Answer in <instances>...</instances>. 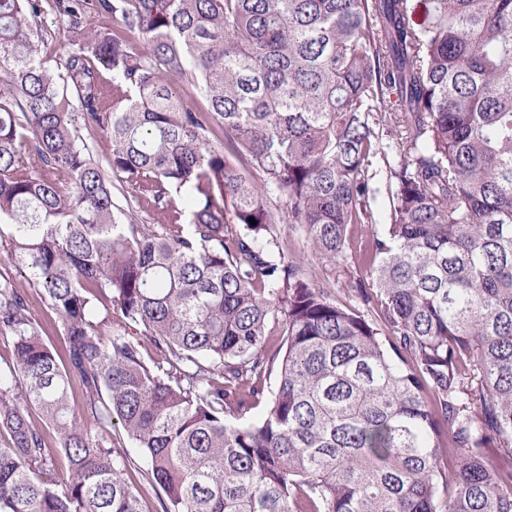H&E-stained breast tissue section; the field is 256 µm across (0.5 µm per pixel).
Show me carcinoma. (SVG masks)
Returning <instances> with one entry per match:
<instances>
[{
  "label": "carcinoma",
  "mask_w": 512,
  "mask_h": 512,
  "mask_svg": "<svg viewBox=\"0 0 512 512\" xmlns=\"http://www.w3.org/2000/svg\"><path fill=\"white\" fill-rule=\"evenodd\" d=\"M54 8L53 72L43 0H0L4 252L62 337L0 273V512H144L117 423L162 512H512V0ZM281 222L354 254L368 313L286 258ZM47 1V2H46ZM45 25L51 31L54 36V41L49 42L50 46L48 47L47 52L44 50L42 53L44 59L46 60V65L50 68L56 69L55 60L57 59V54L63 52L67 46L68 42L66 39V28L65 24L56 11L52 10L48 4L53 7V0H45ZM81 134L83 141L89 145L94 159L106 167L107 159L112 155L111 139L99 130L84 129ZM4 254L5 253L1 250L0 244V271L4 272V269L6 268L8 274L12 278L16 279L22 288L25 289L32 317L44 328L43 339L58 347L61 346V337L58 335L56 323H54V313L41 300V296L38 291L29 286L25 279V272L22 269H18L15 263L12 262L9 264L8 261L3 258ZM112 446L114 450L119 452L122 457L135 459V466L130 464L125 470V477L134 485L141 488L142 505L145 512H156L158 510V498L162 495V491L158 486H153L145 479L143 473L136 467L138 462L137 448L133 447L132 442L127 438L126 434L120 426L112 428Z\"/></svg>",
  "instance_id": "1"
}]
</instances>
